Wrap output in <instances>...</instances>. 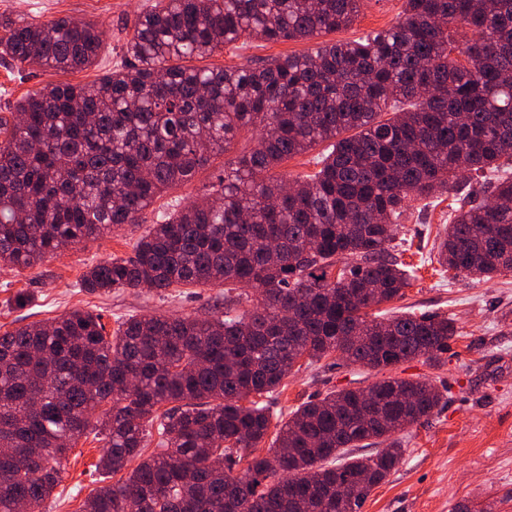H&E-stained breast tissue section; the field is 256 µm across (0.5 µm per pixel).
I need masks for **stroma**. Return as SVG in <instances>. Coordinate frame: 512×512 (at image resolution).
Instances as JSON below:
<instances>
[{
  "instance_id": "stroma-1",
  "label": "stroma",
  "mask_w": 512,
  "mask_h": 512,
  "mask_svg": "<svg viewBox=\"0 0 512 512\" xmlns=\"http://www.w3.org/2000/svg\"><path fill=\"white\" fill-rule=\"evenodd\" d=\"M155 0H0V15L47 22L62 17L97 23L106 32L98 64L76 73L38 67L17 68L0 59V115L22 96L50 83L88 84L121 68L123 48L137 17ZM404 0H362L347 28L329 33L332 41H350L393 26ZM311 40L265 42L240 38L194 66L234 67L259 60L302 54ZM255 132L241 129L230 150L216 157L188 181L167 188L147 209V219L199 196L224 173V164L248 152ZM453 199L411 202L409 219L398 227L404 242L400 259L413 266L415 277L403 299L377 307V314L407 309L436 312L454 319L458 335L451 340L446 365L435 369L423 360L397 368L400 377L428 376L444 384L448 395L428 422L409 428L400 438L406 453L387 479L371 492L361 512H512V272L478 281L450 278L438 272L437 247L454 212ZM141 224H127L96 239L58 252L37 265L0 270V333L47 321L75 309L100 313L107 329L130 316L152 314L210 315L219 287L175 289L173 296L149 288H127L98 296L81 291L79 280L93 264L132 254L144 233ZM28 295L17 306V294ZM351 374L329 358L294 369L271 397L272 425L287 419L301 403L348 384ZM102 443L93 434L79 438L69 451L61 484L42 512H77L80 503L100 485L95 464Z\"/></svg>"
}]
</instances>
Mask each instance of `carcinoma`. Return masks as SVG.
Returning a JSON list of instances; mask_svg holds the SVG:
<instances>
[{
    "instance_id": "obj_1",
    "label": "carcinoma",
    "mask_w": 512,
    "mask_h": 512,
    "mask_svg": "<svg viewBox=\"0 0 512 512\" xmlns=\"http://www.w3.org/2000/svg\"><path fill=\"white\" fill-rule=\"evenodd\" d=\"M359 0H156L129 64L92 84H48L0 117V266L143 224L165 189L261 130L219 183L157 215L132 255L81 277L89 293L224 287L208 318L131 317L109 333L74 310L0 333V512L40 507L87 431L95 468L127 472L78 512H359L406 452L395 435L444 398L426 376L357 382L308 400L272 440L262 401L299 362L381 372L448 361L455 322L369 310L412 271L389 252L412 198L454 193L446 271H512V0H404L386 31L252 67L191 68L241 37L310 40L353 23ZM97 24L0 15V57L80 71ZM335 140L320 169L274 172ZM253 292L243 295L238 286ZM156 427L160 451L142 457ZM386 443L369 455L351 449ZM135 467H130L131 463Z\"/></svg>"
}]
</instances>
